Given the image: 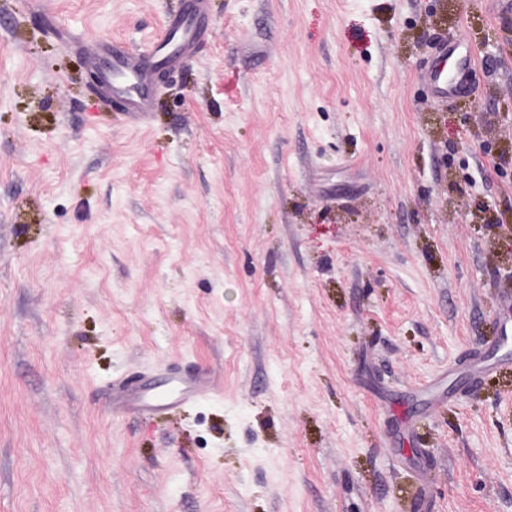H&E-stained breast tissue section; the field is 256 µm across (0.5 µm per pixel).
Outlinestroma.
<instances>
[{
	"label": "stroma",
	"instance_id": "1",
	"mask_svg": "<svg viewBox=\"0 0 512 512\" xmlns=\"http://www.w3.org/2000/svg\"><path fill=\"white\" fill-rule=\"evenodd\" d=\"M186 4L0 0V512H512V0H206L87 88ZM178 19L166 24L162 33L146 50L135 53L122 43L94 48L88 53L90 64L101 83L116 100L124 101L129 112L144 116L151 112L157 92V68L174 71L201 48L204 34L203 4L198 0ZM458 47L453 45L449 48V55L451 57L456 55L455 69L452 73L448 74L445 65L441 66L440 63H436L424 75V79L434 87L441 98L457 94L465 82L469 65L472 64L471 55L467 51L460 54L457 52ZM216 388L217 385L209 372H198L192 376L174 379L173 388L168 394L145 398L140 393L126 406L128 410L133 412L150 415L168 410L176 404L195 401Z\"/></svg>",
	"mask_w": 512,
	"mask_h": 512
}]
</instances>
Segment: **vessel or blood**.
Masks as SVG:
<instances>
[{"label": "vessel or blood", "mask_w": 512, "mask_h": 512, "mask_svg": "<svg viewBox=\"0 0 512 512\" xmlns=\"http://www.w3.org/2000/svg\"><path fill=\"white\" fill-rule=\"evenodd\" d=\"M202 10L201 0H193L187 11L165 27L152 45L142 52H132L118 43L89 52V61L99 73L102 84L114 98L124 101L130 112L143 116L151 111L157 92L154 79L157 68L176 69L199 52L204 34ZM471 63L470 54H460L456 57L454 71H446L444 66L436 64L427 70L424 78L438 96H452L464 84ZM215 388L213 377L200 372L175 379L168 394L150 398L136 396L127 408L150 415L176 404L197 400Z\"/></svg>", "instance_id": "b4317fda"}]
</instances>
